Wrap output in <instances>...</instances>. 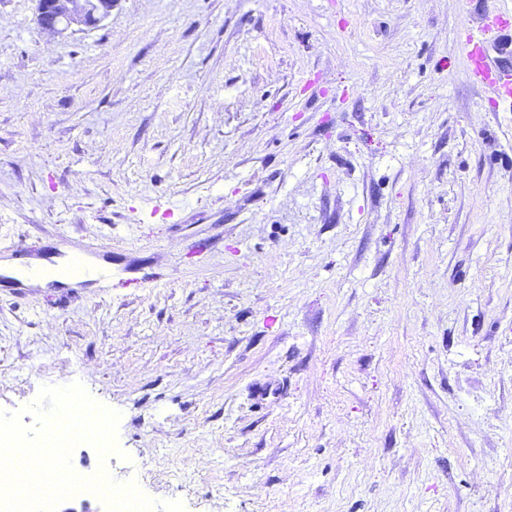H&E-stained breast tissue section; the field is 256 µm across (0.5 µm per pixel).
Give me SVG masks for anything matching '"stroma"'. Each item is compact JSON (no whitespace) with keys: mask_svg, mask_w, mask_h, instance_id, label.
Segmentation results:
<instances>
[{"mask_svg":"<svg viewBox=\"0 0 512 512\" xmlns=\"http://www.w3.org/2000/svg\"><path fill=\"white\" fill-rule=\"evenodd\" d=\"M0 0V409L81 383L74 448L183 512H512V112L473 0ZM174 210V220L162 217ZM97 0H77L71 13L67 16L57 14L53 0L36 1V22L42 29L64 34L73 26H96L112 13L110 7L102 9ZM512 9L486 7L477 31L468 30L460 41L468 63V74L473 83L489 86L495 92L494 108L512 110ZM499 32L494 54L487 48V37Z\"/></svg>","mask_w":512,"mask_h":512,"instance_id":"obj_1","label":"stroma"}]
</instances>
